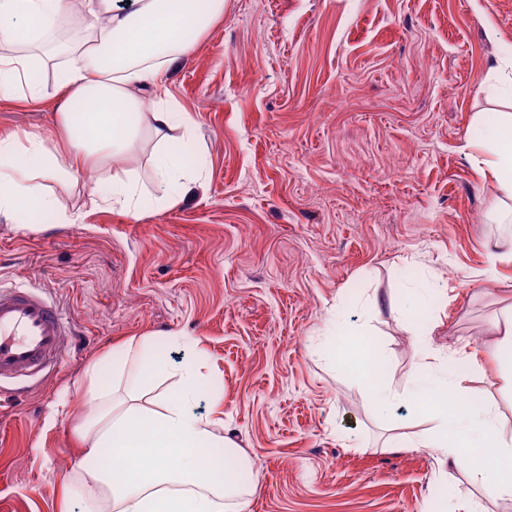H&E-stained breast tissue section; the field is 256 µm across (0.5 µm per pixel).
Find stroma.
<instances>
[{"instance_id":"35a3bbf8","label":"stroma","mask_w":512,"mask_h":512,"mask_svg":"<svg viewBox=\"0 0 512 512\" xmlns=\"http://www.w3.org/2000/svg\"><path fill=\"white\" fill-rule=\"evenodd\" d=\"M512 0H224L164 84L194 124L199 177L174 204L152 181L156 141L125 164L137 214L90 204L110 160L55 183L56 210L0 220V282L39 289L71 328L59 369L0 405V512H60L81 470L89 362L135 337L182 332L199 357L195 414L219 413L251 470L224 512H512L462 462L412 443L416 345L454 371L512 436V370L496 324L512 312V242L470 143L507 102ZM40 100H0V134L56 128V66ZM74 216L64 224L61 214ZM364 335L397 396L380 411L341 343Z\"/></svg>"}]
</instances>
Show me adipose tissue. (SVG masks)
Wrapping results in <instances>:
<instances>
[{"label":"adipose tissue","instance_id":"obj_1","mask_svg":"<svg viewBox=\"0 0 512 512\" xmlns=\"http://www.w3.org/2000/svg\"><path fill=\"white\" fill-rule=\"evenodd\" d=\"M89 33L70 51L76 62L61 70L56 124L65 148L49 146L38 134L0 137V217L20 218V201L30 198L51 210L48 181L74 178L102 157L128 158L142 127H149L162 149L156 155L155 182L161 190L177 183L188 166L166 148L175 128L184 141L192 122L167 99L164 75L224 13V0H82ZM67 0H0V35L26 42L27 52L0 53V98L35 101L39 88L30 79L40 61L36 39L26 31L52 32ZM480 171L500 191L492 209L512 205V113H501L484 142L476 145ZM123 354H104L84 371L86 395L95 411L77 430L85 460L103 453L120 466L87 471L80 483H67L65 497L80 496L83 512H224L225 494L235 492L234 471L221 481L205 479L198 468L211 449L224 448L221 418L199 416L194 404L206 388L198 361L172 365L145 342L129 340ZM415 393L439 409L432 429L418 446L450 460L473 455L470 478L487 497L512 493V438L499 436L491 407L444 408L451 395L468 392L464 377L436 376L419 362ZM172 382L177 398L158 393Z\"/></svg>","mask_w":512,"mask_h":512}]
</instances>
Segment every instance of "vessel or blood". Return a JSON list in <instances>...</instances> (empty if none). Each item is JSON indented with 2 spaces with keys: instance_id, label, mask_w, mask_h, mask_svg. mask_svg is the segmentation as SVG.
I'll return each instance as SVG.
<instances>
[{
  "instance_id": "vessel-or-blood-1",
  "label": "vessel or blood",
  "mask_w": 512,
  "mask_h": 512,
  "mask_svg": "<svg viewBox=\"0 0 512 512\" xmlns=\"http://www.w3.org/2000/svg\"><path fill=\"white\" fill-rule=\"evenodd\" d=\"M67 332L62 311L37 289H0V385L60 364Z\"/></svg>"
}]
</instances>
